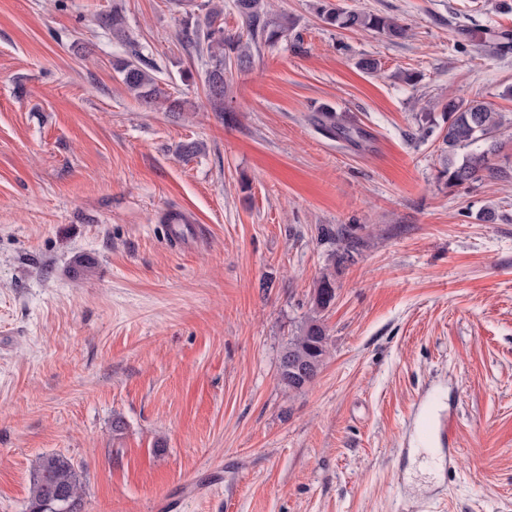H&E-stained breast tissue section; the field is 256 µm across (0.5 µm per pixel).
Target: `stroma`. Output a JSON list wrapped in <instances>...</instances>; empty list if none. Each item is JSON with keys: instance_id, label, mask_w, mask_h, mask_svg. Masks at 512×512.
Returning <instances> with one entry per match:
<instances>
[{"instance_id": "35a3bbf8", "label": "stroma", "mask_w": 512, "mask_h": 512, "mask_svg": "<svg viewBox=\"0 0 512 512\" xmlns=\"http://www.w3.org/2000/svg\"><path fill=\"white\" fill-rule=\"evenodd\" d=\"M271 2L295 27L217 112L170 0H0V512H28L52 453L83 512H512V46L472 43L512 0H334L395 40ZM116 6L180 117L123 84ZM453 95L506 116L508 179H440ZM326 109L360 137L326 136ZM172 215L206 239L175 244ZM344 224L362 246L336 265L318 229ZM326 272L330 354L291 395L279 354ZM429 388L457 464L411 434ZM316 10L319 18L325 24L343 29L374 31L388 38H402L405 28L395 19L379 15L344 10L327 0H320ZM322 2V3H321Z\"/></svg>"}]
</instances>
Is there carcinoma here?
<instances>
[{
    "label": "carcinoma",
    "mask_w": 512,
    "mask_h": 512,
    "mask_svg": "<svg viewBox=\"0 0 512 512\" xmlns=\"http://www.w3.org/2000/svg\"><path fill=\"white\" fill-rule=\"evenodd\" d=\"M177 2L190 17L195 16V10L206 9L204 17L196 16L195 25L185 26L181 35L198 53H206L207 100L217 112L224 111L228 66L234 64L240 70L249 68L254 55L277 47L294 26L287 15L273 12L270 0H233L243 31L230 35L224 33L222 6L210 2L201 5L196 0ZM317 14L322 22L332 27L374 31L388 38H402L405 34V28L391 17L344 10L329 0H320ZM107 27L113 38L125 43L131 55V59L116 64L127 90L148 108L162 103L170 112L182 111V103L170 98L153 75L157 64L144 57L126 34L121 8H112ZM486 35L488 39L480 43L482 47L501 48L512 42L509 30H489ZM442 119L446 129L442 137L445 162L441 177L448 186H462L484 175L491 179L504 177L503 170L490 164V156L498 151L496 133L502 124L501 113L477 99L452 98L443 106ZM314 123L329 136L352 140L351 128L333 111L318 113ZM320 235L339 245V252L333 256L340 261L354 260V253L361 246V239L352 226L322 227ZM335 299V279L324 274L315 289L311 314L288 336L280 351L278 380L284 389L295 393L303 391L322 369L329 354V336L320 313ZM82 491L79 469L71 459L61 454L42 455L33 464L30 474L29 512H81Z\"/></svg>",
    "instance_id": "carcinoma-1"
}]
</instances>
